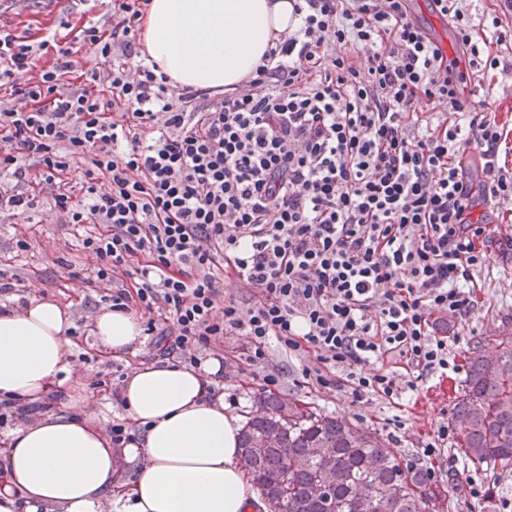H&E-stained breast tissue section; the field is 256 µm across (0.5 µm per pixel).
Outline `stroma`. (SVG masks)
Returning a JSON list of instances; mask_svg holds the SVG:
<instances>
[{"label": "stroma", "instance_id": "obj_1", "mask_svg": "<svg viewBox=\"0 0 512 512\" xmlns=\"http://www.w3.org/2000/svg\"><path fill=\"white\" fill-rule=\"evenodd\" d=\"M82 5H75L73 12H66L57 0H42L35 11L17 10L11 0H0V19L19 20L32 30L58 27L68 21L78 27ZM27 225L30 229L31 246L15 252L14 227ZM508 224L495 228V244L491 245V265L476 271L481 300L478 311L468 322L459 324L458 333L448 339V359L457 369L447 378L426 375L418 379L416 391L403 394L396 401L368 394L353 397L348 389L329 391L306 384L301 376L302 362L286 356L278 347L269 350V366L281 371V385L276 393L284 400L308 404L317 411L339 420L362 427L376 434L383 447L397 454L406 462L430 468L431 462L422 454L423 448L433 442L440 426L449 424L454 408L453 388L465 378L464 353L472 342L501 332L512 326V245L504 239L511 231ZM68 225L58 223L48 202H41L36 212L25 217L0 215V269H22L29 284L44 290L47 297L67 305L73 320L77 322V345L73 349L72 368L88 386V400L97 412L101 427L120 419L123 411L108 393L96 388L99 380L118 383L120 375L131 372L141 364L154 360L155 350L151 341H144L135 353L120 359L103 360L95 354L94 338L89 324L83 323L84 298L99 299L100 291L82 281H64L56 277L58 262L71 264L73 270L86 268L88 261L79 247L73 246ZM241 337L224 341V402L240 416H247L255 395L262 392V379L254 375L252 367L234 358L232 350L241 345ZM401 419L402 428H395L394 419ZM448 456L454 457L457 468L442 476V484L449 489L448 512H502L504 500H512V466H475L456 455L454 448H447ZM483 487L485 495L474 499L469 495V483Z\"/></svg>", "mask_w": 512, "mask_h": 512}]
</instances>
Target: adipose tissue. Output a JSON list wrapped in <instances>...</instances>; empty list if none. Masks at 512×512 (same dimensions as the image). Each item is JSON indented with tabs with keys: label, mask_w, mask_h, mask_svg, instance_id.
Listing matches in <instances>:
<instances>
[{
	"label": "adipose tissue",
	"mask_w": 512,
	"mask_h": 512,
	"mask_svg": "<svg viewBox=\"0 0 512 512\" xmlns=\"http://www.w3.org/2000/svg\"><path fill=\"white\" fill-rule=\"evenodd\" d=\"M293 0H151L146 49L180 85L229 88L255 71L274 38L295 27ZM72 326L56 301L31 298L23 311L0 309V397L39 404L66 376L67 409L18 424L0 450V512H260L239 464L240 417L224 404L217 361L185 367L157 359L121 387L136 436L123 450L95 421L85 386L70 372ZM100 351L119 358L143 341L135 313L101 308ZM144 458L135 481L120 460Z\"/></svg>",
	"instance_id": "adipose-tissue-1"
}]
</instances>
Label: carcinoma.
Here are the masks:
<instances>
[{
    "label": "carcinoma",
    "instance_id": "carcinoma-1",
    "mask_svg": "<svg viewBox=\"0 0 512 512\" xmlns=\"http://www.w3.org/2000/svg\"><path fill=\"white\" fill-rule=\"evenodd\" d=\"M474 342L465 354L451 426L457 453L473 465L512 464V337ZM241 466L272 512H448V490L403 465L378 438L274 394L259 395L240 436ZM298 460L300 464L292 465ZM336 485L318 497L322 472Z\"/></svg>",
    "mask_w": 512,
    "mask_h": 512
}]
</instances>
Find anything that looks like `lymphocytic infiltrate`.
<instances>
[{"mask_svg":"<svg viewBox=\"0 0 512 512\" xmlns=\"http://www.w3.org/2000/svg\"><path fill=\"white\" fill-rule=\"evenodd\" d=\"M432 2L468 73L412 0H295L298 26L219 90L159 71L150 0H111L69 42L1 22L0 213L50 201L159 356L195 367L239 336L268 388L275 345L325 389L416 391L399 371L447 372L438 324L473 315L512 204V136L492 87L466 81L512 75V0L475 17Z\"/></svg>","mask_w":512,"mask_h":512,"instance_id":"1","label":"lymphocytic infiltrate"}]
</instances>
